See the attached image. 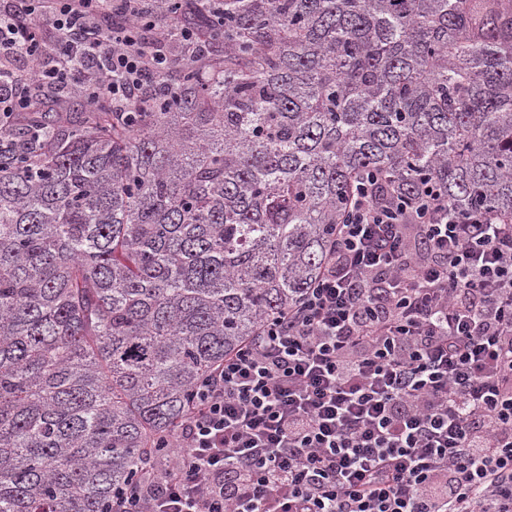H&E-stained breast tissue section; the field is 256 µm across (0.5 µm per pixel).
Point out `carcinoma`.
<instances>
[{
    "instance_id": "carcinoma-1",
    "label": "carcinoma",
    "mask_w": 512,
    "mask_h": 512,
    "mask_svg": "<svg viewBox=\"0 0 512 512\" xmlns=\"http://www.w3.org/2000/svg\"><path fill=\"white\" fill-rule=\"evenodd\" d=\"M118 130H0V512H103L315 280L357 173L512 217V0H224Z\"/></svg>"
}]
</instances>
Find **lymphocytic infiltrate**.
<instances>
[{
	"label": "lymphocytic infiltrate",
	"instance_id": "f902f5d3",
	"mask_svg": "<svg viewBox=\"0 0 512 512\" xmlns=\"http://www.w3.org/2000/svg\"><path fill=\"white\" fill-rule=\"evenodd\" d=\"M154 0H0V128L50 99L153 112ZM107 512H512V219L357 174L323 270L206 376Z\"/></svg>",
	"mask_w": 512,
	"mask_h": 512
}]
</instances>
